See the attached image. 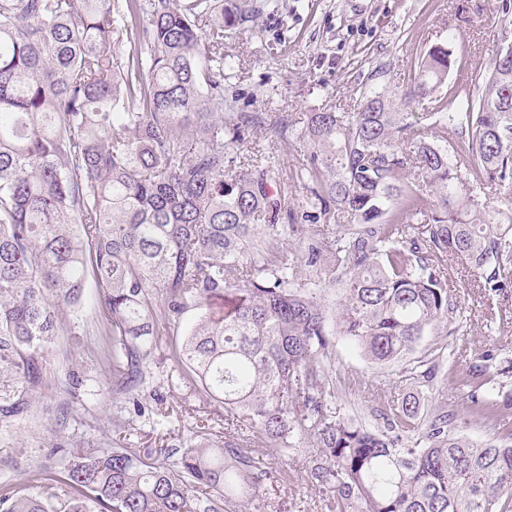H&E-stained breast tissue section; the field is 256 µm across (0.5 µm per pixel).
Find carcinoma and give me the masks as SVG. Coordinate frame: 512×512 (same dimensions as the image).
Masks as SVG:
<instances>
[{
    "instance_id": "carcinoma-1",
    "label": "carcinoma",
    "mask_w": 512,
    "mask_h": 512,
    "mask_svg": "<svg viewBox=\"0 0 512 512\" xmlns=\"http://www.w3.org/2000/svg\"><path fill=\"white\" fill-rule=\"evenodd\" d=\"M278 0H0V423L28 413L61 311L95 283L112 389L143 383L160 330L198 317L166 360L240 430L283 453L313 438L312 478L334 512H512V394L481 354H424L411 374L466 390L460 414H421L413 396L372 429L344 418L326 375L331 336L375 363L429 333L456 331L447 269L490 290L512 283V53L442 94L448 43L428 47L406 86L369 75L357 111L283 116V169L241 157L259 112L224 96V29L274 15ZM149 15L148 23L141 14ZM428 99L426 122L411 103ZM338 234L324 236L330 224ZM294 248L284 246L286 239ZM309 268L304 276L300 268ZM336 289L335 301L325 295ZM495 424L478 444L458 422ZM260 449L236 437L183 450L171 469L124 448L67 455L64 512H215L208 489L260 512ZM0 512H58L0 492ZM264 128H266L265 125L264 127L261 126L253 129L250 132L246 142L244 143L242 150H244V153H247V150H251L250 147H256V149H264V151L270 152V155L272 153V155L276 160L279 161L282 167L286 168L290 177V172L293 171V164H295L299 158H302L303 153L300 152L302 145L299 142H296L295 139L289 137L284 140H279L274 145L268 140V136H266V131ZM281 187L282 190L284 189L285 192H287V198L291 204H301V202L306 199V195L308 194L309 196L307 189L303 185L297 182H293L291 177L287 180L285 186Z\"/></svg>"
}]
</instances>
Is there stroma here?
<instances>
[{
	"label": "stroma",
	"mask_w": 512,
	"mask_h": 512,
	"mask_svg": "<svg viewBox=\"0 0 512 512\" xmlns=\"http://www.w3.org/2000/svg\"><path fill=\"white\" fill-rule=\"evenodd\" d=\"M281 14L224 31V57L229 70L225 95H240L267 121L283 115L297 122L317 109L352 112L368 74L387 68L386 82L402 89L421 53L432 44L447 43L453 64L448 85L487 69L503 26L499 0H282ZM450 285L461 287L465 322L452 336H427L421 349L447 347L460 367L485 351L497 364L512 360V287L496 293L478 286L461 262L448 268ZM71 335L54 337L47 346L48 385L33 400L31 412L10 427L0 428V487L66 499L64 451L68 448L122 447L140 456L169 451L176 465L183 448L206 441L223 442L233 426L222 404L202 403L180 382L164 359L174 336L157 337L146 379L136 391L143 412L130 414L121 435L106 436L103 424L124 405L112 390L101 353L102 314L94 287H87L77 312H65ZM330 375L340 390L345 416L374 425L378 410L419 396L423 412H460L465 393L455 384L428 387L412 379L405 362L375 364L347 338L336 335L330 348ZM79 376L78 400L65 423L48 420L44 409L66 397L68 373ZM313 438L300 437L288 457L263 450L261 464L273 474L261 492L265 512H329L328 499L312 480L318 458Z\"/></svg>",
	"instance_id": "35a3bbf8"
}]
</instances>
